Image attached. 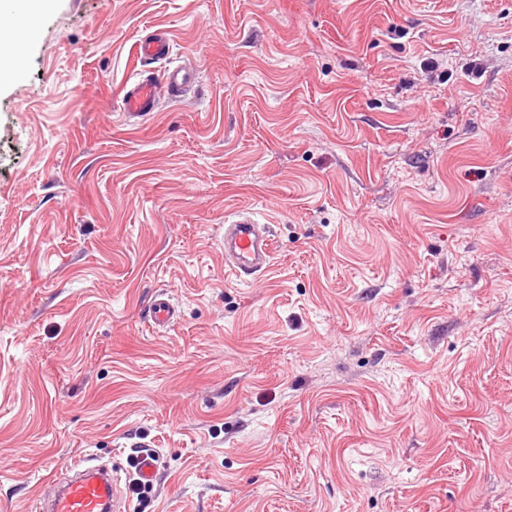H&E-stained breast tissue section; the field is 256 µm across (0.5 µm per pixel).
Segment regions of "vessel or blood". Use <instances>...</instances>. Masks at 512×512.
I'll return each instance as SVG.
<instances>
[{"label":"vessel or blood","mask_w":512,"mask_h":512,"mask_svg":"<svg viewBox=\"0 0 512 512\" xmlns=\"http://www.w3.org/2000/svg\"><path fill=\"white\" fill-rule=\"evenodd\" d=\"M171 49L167 31L159 29L139 41L138 53L146 59H162ZM192 71L168 67L146 76H138L123 90L122 107L132 117H147L158 106L160 94L177 98L193 80ZM272 240L268 225L259 223L252 214L235 216L224 226V266L236 276H244L269 267ZM151 323L164 327L176 318L168 296L159 295L149 310ZM120 491V478L90 465H77L73 479L57 486L43 512H114Z\"/></svg>","instance_id":"1"}]
</instances>
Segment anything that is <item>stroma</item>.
<instances>
[{"instance_id":"1","label":"stroma","mask_w":512,"mask_h":512,"mask_svg":"<svg viewBox=\"0 0 512 512\" xmlns=\"http://www.w3.org/2000/svg\"><path fill=\"white\" fill-rule=\"evenodd\" d=\"M158 28L196 80L131 120ZM14 52L0 512L141 443L130 512H512V0H54ZM224 224V267L242 278L269 267L272 240L269 226L251 213H242ZM176 310L166 294L156 297L149 309V318L155 327H165L176 319Z\"/></svg>"}]
</instances>
